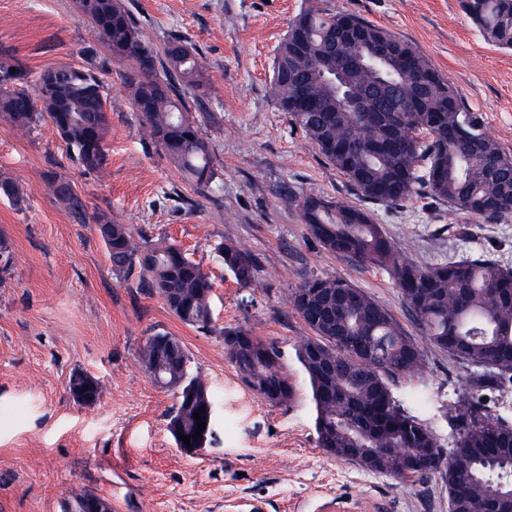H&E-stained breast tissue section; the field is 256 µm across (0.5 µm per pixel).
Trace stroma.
I'll list each match as a JSON object with an SVG mask.
<instances>
[{"instance_id": "1", "label": "stroma", "mask_w": 512, "mask_h": 512, "mask_svg": "<svg viewBox=\"0 0 512 512\" xmlns=\"http://www.w3.org/2000/svg\"><path fill=\"white\" fill-rule=\"evenodd\" d=\"M313 0H119L156 46L187 40L207 77V92H184L215 153L224 187L197 194L164 154L146 144L142 122L113 60L74 0H0V47L33 72L84 64L98 52L111 123L109 161L100 173L67 160L49 120L26 133L0 124V174L27 192L23 206L0 199V239L12 264L0 269V512H62L72 492L108 497L116 512H321L340 498L370 512H448L437 477L402 482L363 471L317 444L316 413L296 348L309 329L286 305L311 275H336L413 323L398 289L378 268H358L310 237L296 195L358 205L345 176L278 110L271 93L275 50L288 21ZM361 16L412 42L481 113L486 132L512 155V50L489 44L458 0H314ZM67 180L88 205L86 221L49 192ZM375 222L421 265L473 254L512 266V217L487 224L428 197L374 204ZM131 225L182 247L213 281L216 324L242 325L273 342L298 387L294 403L272 407L241 383L222 337L179 321L163 300L113 273L97 218ZM254 253L261 273L240 287L216 260L215 242ZM177 336L191 375L210 386L215 438L202 452L177 447L168 428L173 391L153 382L138 353L155 332ZM416 375L392 393L451 449L450 409L468 371L425 347ZM103 385L86 408L69 392L73 375Z\"/></svg>"}]
</instances>
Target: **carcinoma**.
I'll use <instances>...</instances> for the list:
<instances>
[{"label": "carcinoma", "mask_w": 512, "mask_h": 512, "mask_svg": "<svg viewBox=\"0 0 512 512\" xmlns=\"http://www.w3.org/2000/svg\"><path fill=\"white\" fill-rule=\"evenodd\" d=\"M460 6L491 44L512 50V0H460ZM77 13L96 29L112 57L128 61L123 74L147 140L178 168L197 193L213 192L218 179L214 152L185 105L181 88L206 87L201 62L185 39L170 37L158 52L145 27L118 0H75ZM365 33L363 48L395 40L410 70L394 59L387 66L362 65L356 49L341 54L344 82L332 88L326 67L336 61L328 42L345 19ZM86 67L61 66L35 75L13 52L0 51V121L27 132L49 120L67 148V158L87 172L106 167L110 121L104 86L94 72L95 49L82 50ZM279 110L287 113L326 161L342 173L361 199L396 204L426 194L454 211L492 223L512 216V156L465 106L459 93L413 44L363 18L313 6L288 24L272 69ZM374 96L376 112L366 117L349 102ZM53 195L79 220L88 206L63 179L48 181ZM0 198L16 206L26 194L12 178L0 176ZM308 233L323 250L356 267L384 270L409 310L415 336L384 306L341 276L313 275L287 295V304L311 335L297 345L316 410L317 444L341 461L402 482L427 474L413 459L431 448L444 457L439 475L454 512H473L479 502L491 512H512V423L490 412L483 392L512 384V267L487 255H467L422 266L399 248L367 211L316 194L296 196ZM112 271L163 299L183 323L224 338L242 382L270 406L297 397L275 344L242 326L213 321V284L203 267L179 245L153 240L129 224L98 220ZM212 252L242 288L257 279L255 254L220 241ZM354 301L324 318L317 305L336 289ZM171 345L181 357L164 363L180 383L169 431L192 437L201 414L203 434L212 439L207 383L188 376L187 352L179 338L157 332L140 350L145 370L156 348ZM429 345L469 369L467 387L457 395L452 416L457 438L444 451L436 434L397 404L390 381L423 368ZM97 494L73 492L63 512H86Z\"/></svg>", "instance_id": "1"}]
</instances>
